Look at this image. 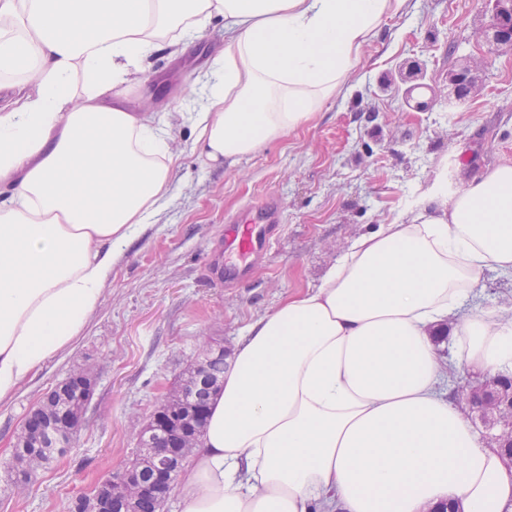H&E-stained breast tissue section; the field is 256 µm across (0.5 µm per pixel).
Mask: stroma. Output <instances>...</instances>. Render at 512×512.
<instances>
[{
	"label": "stroma",
	"mask_w": 512,
	"mask_h": 512,
	"mask_svg": "<svg viewBox=\"0 0 512 512\" xmlns=\"http://www.w3.org/2000/svg\"><path fill=\"white\" fill-rule=\"evenodd\" d=\"M486 0H409L363 49L354 75L303 128L262 145L234 165L190 149V115L202 105L215 47L216 18L195 42L146 62L154 96L128 91L143 112L183 113L170 130L172 203L120 247L102 304L66 354L48 360L14 399L0 404V458L43 395L78 367H92L95 393L65 454L25 489L0 469V512H70L76 496L122 470L161 396L202 342L234 351L246 326L289 295L317 287L353 237L434 206L485 170L512 163V52L494 54L482 33ZM482 59L480 94L447 101L457 59ZM424 67L431 104L407 106L402 76ZM276 197L284 222L266 262L240 286H215L204 265L228 214Z\"/></svg>",
	"instance_id": "1"
}]
</instances>
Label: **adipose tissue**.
Wrapping results in <instances>:
<instances>
[{
  "label": "adipose tissue",
  "mask_w": 512,
  "mask_h": 512,
  "mask_svg": "<svg viewBox=\"0 0 512 512\" xmlns=\"http://www.w3.org/2000/svg\"><path fill=\"white\" fill-rule=\"evenodd\" d=\"M405 3L0 0V402L82 334L170 200L164 123L120 104L154 52L223 17L192 149L233 161L307 124ZM491 268L512 270L510 163L351 240L246 327L179 512H512V460L442 393L434 342L455 317L468 368L512 370V306L464 309Z\"/></svg>",
  "instance_id": "ef3b65f1"
}]
</instances>
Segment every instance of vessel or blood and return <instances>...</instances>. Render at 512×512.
<instances>
[{"mask_svg":"<svg viewBox=\"0 0 512 512\" xmlns=\"http://www.w3.org/2000/svg\"><path fill=\"white\" fill-rule=\"evenodd\" d=\"M282 222V210L276 198L247 205L228 220L223 240L206 262L207 277L220 286L246 281L255 268L265 263L280 234ZM229 249L245 256V263H226L224 253Z\"/></svg>","mask_w":512,"mask_h":512,"instance_id":"vessel-or-blood-1","label":"vessel or blood"}]
</instances>
